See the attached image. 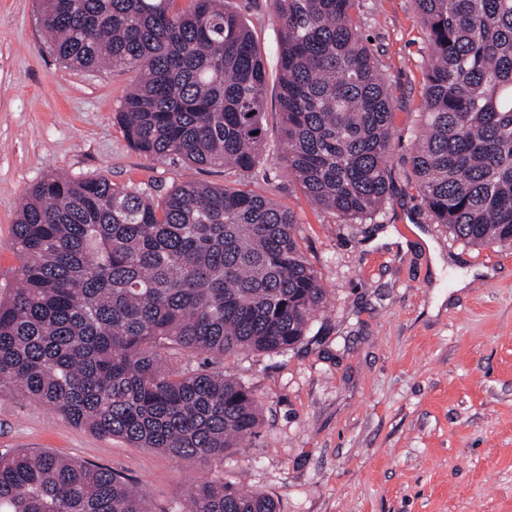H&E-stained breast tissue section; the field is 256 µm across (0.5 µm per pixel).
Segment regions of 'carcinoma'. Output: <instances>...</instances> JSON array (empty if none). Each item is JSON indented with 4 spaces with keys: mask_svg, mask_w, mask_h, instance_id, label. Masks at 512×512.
I'll return each mask as SVG.
<instances>
[{
    "mask_svg": "<svg viewBox=\"0 0 512 512\" xmlns=\"http://www.w3.org/2000/svg\"><path fill=\"white\" fill-rule=\"evenodd\" d=\"M40 0L65 65L134 70L117 118L133 147L246 175L265 148L267 73L227 0ZM360 0H270L279 24L282 161L304 195L371 219L389 192V86L355 18ZM430 44L410 165L434 223L512 244V0H415ZM294 212L245 184L185 180L154 198L104 174H50L25 196L0 300V388L133 448L224 461L256 434L258 400L224 376L243 351L300 344L326 303ZM184 356H200L192 368ZM0 512H151L120 472L48 451L0 456ZM183 512H278L222 481Z\"/></svg>",
    "mask_w": 512,
    "mask_h": 512,
    "instance_id": "1",
    "label": "carcinoma"
}]
</instances>
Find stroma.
Wrapping results in <instances>:
<instances>
[{
    "mask_svg": "<svg viewBox=\"0 0 512 512\" xmlns=\"http://www.w3.org/2000/svg\"><path fill=\"white\" fill-rule=\"evenodd\" d=\"M235 5L268 74L266 151L245 181L294 211L324 307L294 349L225 359V375L258 399L261 425L223 462L129 447L5 388L0 453L52 451L121 471L152 512H173L189 483L213 479L267 494L279 512H512V245L454 238L414 187L429 55L414 0H362L360 32L388 79L397 130L389 193L365 221L314 205L281 162L278 23L269 0ZM137 78L63 65L38 0H0V288L21 264L12 238L22 198L48 174H104L157 197L188 179H227L132 148L116 112ZM474 267L491 277L456 289Z\"/></svg>",
    "mask_w": 512,
    "mask_h": 512,
    "instance_id": "35a3bbf8",
    "label": "stroma"
}]
</instances>
